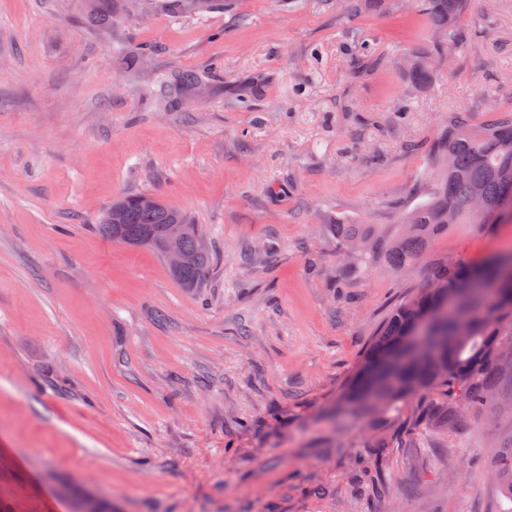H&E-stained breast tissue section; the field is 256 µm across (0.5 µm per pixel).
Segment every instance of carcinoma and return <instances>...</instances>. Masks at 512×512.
I'll return each mask as SVG.
<instances>
[{
    "instance_id": "obj_1",
    "label": "carcinoma",
    "mask_w": 512,
    "mask_h": 512,
    "mask_svg": "<svg viewBox=\"0 0 512 512\" xmlns=\"http://www.w3.org/2000/svg\"><path fill=\"white\" fill-rule=\"evenodd\" d=\"M119 0H88L85 19L107 23ZM466 0H423V11L436 33L434 50H413L409 57L426 60L453 39ZM224 0H167L176 15H201ZM410 84L430 81V64H410ZM199 78L183 71L168 80L171 105L177 107L196 90ZM424 199L405 210L396 231L381 236L371 224L339 220L337 245L350 261L336 270L345 277L359 269L382 266L399 274L418 260L429 259L428 286L395 305L364 351L350 377L343 403L370 417L398 410L412 399L422 401L418 419L441 433L460 435L477 411L491 413L508 427L493 437L492 447L507 452L490 465V474L512 495V253L494 255L469 266L433 258V242L451 224H490L512 220V112H502L480 125L462 111L434 143L426 172ZM145 194L127 195L107 211L100 229L114 241L147 247L163 254L166 224L186 225L183 248L195 264L171 271L185 288H197L214 256L198 225L180 209L143 203Z\"/></svg>"
}]
</instances>
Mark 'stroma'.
<instances>
[{"label":"stroma","instance_id":"1","mask_svg":"<svg viewBox=\"0 0 512 512\" xmlns=\"http://www.w3.org/2000/svg\"><path fill=\"white\" fill-rule=\"evenodd\" d=\"M86 8L0 0V512H512L489 415L458 438L414 403L337 414L428 267L337 278L333 229L390 233L456 112L512 110V0H470L419 91L401 59L437 35L412 0ZM186 70L202 89L170 108ZM128 192L201 225L199 288L99 233ZM510 248L512 223L453 224L432 251ZM87 9L85 19L92 22L108 23L112 22V11L115 12L116 3L119 0H89L87 1ZM201 1L203 0H169L167 7L172 14L182 16L201 15L224 6L223 0H206L209 3L208 8H202Z\"/></svg>","mask_w":512,"mask_h":512}]
</instances>
